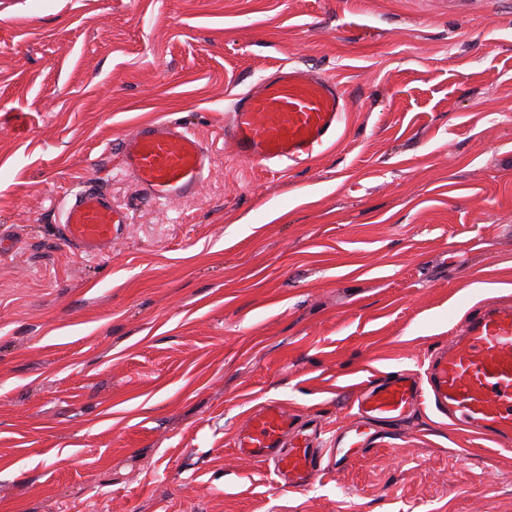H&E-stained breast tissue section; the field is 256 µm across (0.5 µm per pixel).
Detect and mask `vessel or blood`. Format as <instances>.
Returning <instances> with one entry per match:
<instances>
[{"mask_svg":"<svg viewBox=\"0 0 512 512\" xmlns=\"http://www.w3.org/2000/svg\"><path fill=\"white\" fill-rule=\"evenodd\" d=\"M347 112L346 93L332 78L299 66H280L236 100L224 122L235 156L294 169L335 140ZM122 165L141 194L168 202L196 194L210 152L185 125L157 119L137 124L121 144ZM124 211L85 181L64 212L62 234L87 258L107 255ZM435 409L473 434L512 445V303L487 299L450 341L432 353L425 373L401 370L363 382L355 400L358 422L317 447L280 400L261 403L240 427L237 454L272 468L283 486L303 490L325 465L343 466L348 449L364 446L371 422L403 419L412 408Z\"/></svg>","mask_w":512,"mask_h":512,"instance_id":"b4317fda","label":"vessel or blood"}]
</instances>
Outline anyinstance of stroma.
<instances>
[{
	"label": "stroma",
	"mask_w": 512,
	"mask_h": 512,
	"mask_svg": "<svg viewBox=\"0 0 512 512\" xmlns=\"http://www.w3.org/2000/svg\"><path fill=\"white\" fill-rule=\"evenodd\" d=\"M334 78L340 141L270 172L224 150L278 67ZM174 119L194 196L143 199L117 147ZM94 181L110 254L60 234ZM512 297V0H0V512H512V449L431 407L284 489L241 460L257 405L324 440L368 377L424 368Z\"/></svg>",
	"instance_id": "1"
}]
</instances>
